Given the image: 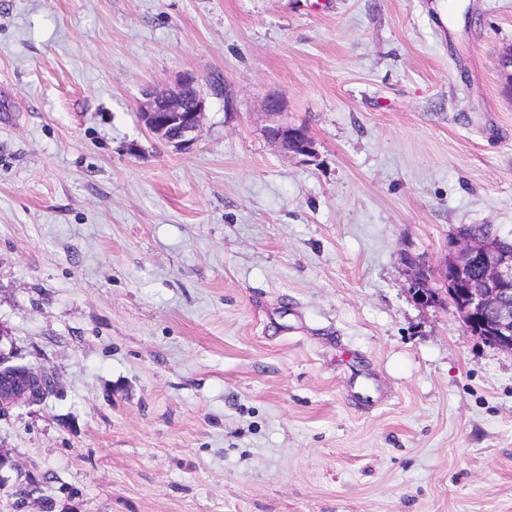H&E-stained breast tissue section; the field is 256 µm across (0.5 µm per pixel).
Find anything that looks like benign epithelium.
I'll list each match as a JSON object with an SVG mask.
<instances>
[{
  "label": "benign epithelium",
  "mask_w": 512,
  "mask_h": 512,
  "mask_svg": "<svg viewBox=\"0 0 512 512\" xmlns=\"http://www.w3.org/2000/svg\"><path fill=\"white\" fill-rule=\"evenodd\" d=\"M199 80L183 77L175 87L154 93L140 111L150 133L179 150L191 148L198 139L205 116V99ZM268 138L288 156L309 155L312 140L303 127L277 124L268 128ZM501 236L485 237L461 231L448 240L438 275L446 297L459 314L467 331L479 334L497 349L512 353V246L499 243ZM412 284L422 303L440 300L428 282L426 269L415 268ZM48 373L16 364L0 354V420L16 408L45 400Z\"/></svg>",
  "instance_id": "7a95c632"
}]
</instances>
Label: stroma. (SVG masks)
<instances>
[{
  "label": "stroma",
  "instance_id": "obj_1",
  "mask_svg": "<svg viewBox=\"0 0 512 512\" xmlns=\"http://www.w3.org/2000/svg\"><path fill=\"white\" fill-rule=\"evenodd\" d=\"M511 47L512 0H0V353L56 382L0 512H512V353L409 267L512 238ZM198 85L199 80L188 75L174 88L155 92L140 111L149 132L176 149H190L205 116V99ZM267 133L271 143L288 156L311 154L312 140L304 127L277 124L269 127Z\"/></svg>",
  "mask_w": 512,
  "mask_h": 512
}]
</instances>
